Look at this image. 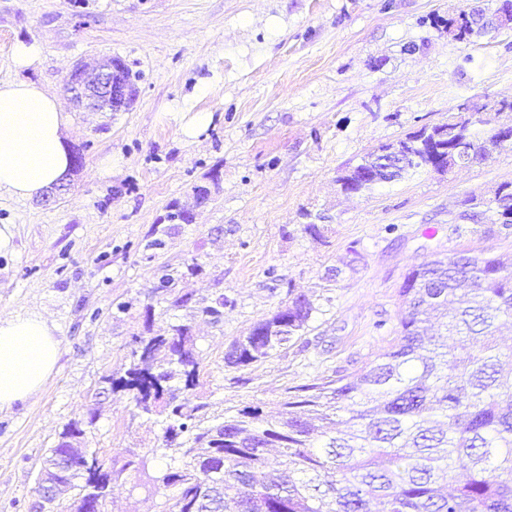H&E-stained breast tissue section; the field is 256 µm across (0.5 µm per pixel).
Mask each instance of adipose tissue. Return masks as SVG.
Segmentation results:
<instances>
[{"label":"adipose tissue","instance_id":"obj_1","mask_svg":"<svg viewBox=\"0 0 512 512\" xmlns=\"http://www.w3.org/2000/svg\"><path fill=\"white\" fill-rule=\"evenodd\" d=\"M70 117L57 97L28 80L0 81V191L26 201L68 171ZM60 356L54 327L39 315L0 319V410L26 401Z\"/></svg>","mask_w":512,"mask_h":512}]
</instances>
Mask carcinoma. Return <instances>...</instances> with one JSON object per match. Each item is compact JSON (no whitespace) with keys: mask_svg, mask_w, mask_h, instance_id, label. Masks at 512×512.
Returning a JSON list of instances; mask_svg holds the SVG:
<instances>
[{"mask_svg":"<svg viewBox=\"0 0 512 512\" xmlns=\"http://www.w3.org/2000/svg\"><path fill=\"white\" fill-rule=\"evenodd\" d=\"M482 12L512 19V0H495ZM469 42L488 32L472 24L467 10L436 18ZM481 161L488 147L502 143L488 112H456L448 122L424 127L393 144L402 165L445 173L458 162L459 143ZM341 188L360 194L372 188L346 170ZM460 218L477 220L478 208L495 211L499 231L512 229V184L494 198L464 201ZM394 336L350 376L340 370L288 388L277 415L248 407L216 424L201 426L190 391L199 362L190 328L169 336L136 337L124 375L108 377L111 389L126 391L149 414L163 404L166 447L181 459L156 478L175 488L166 512H512V384L501 381L512 351L497 342L500 327L512 323V255L487 250L433 259L405 274ZM314 303L297 295L269 318L236 337L225 363L242 369L302 338ZM438 319L454 345L429 335ZM82 419L69 422L50 450L43 473L53 496L37 487L32 512L53 508L57 496L83 495L101 512L112 491V462L96 455L86 466ZM189 437L179 443L183 434ZM278 449L281 461L268 465ZM462 469L466 478L455 480Z\"/></svg>","mask_w":512,"mask_h":512,"instance_id":"obj_1","label":"carcinoma"}]
</instances>
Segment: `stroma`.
Returning a JSON list of instances; mask_svg holds the SVG:
<instances>
[{"label":"stroma","instance_id":"obj_1","mask_svg":"<svg viewBox=\"0 0 512 512\" xmlns=\"http://www.w3.org/2000/svg\"><path fill=\"white\" fill-rule=\"evenodd\" d=\"M475 0H0V80L41 83L72 118L81 152L55 199L0 191V314L40 313L61 340L42 389L0 411V512H30L49 448L71 420L84 444L121 466L103 512H162L172 490L146 474L172 464L165 418L145 415L120 377L133 339L187 325L208 418L246 406L275 414L287 388L357 371L395 325L406 272L434 255L512 253V233L459 220L462 202L512 183V146L439 174L420 169L363 194L338 172L380 145L447 122L468 100L512 97V29L462 43L434 25ZM37 40L36 69L12 48ZM121 58L139 77L128 110L90 112L65 92L79 62ZM208 112L197 138L182 127ZM112 155L108 177L98 162ZM211 194L196 204L195 186ZM191 223H171V206ZM321 216V234L303 230ZM168 287H159L162 275ZM317 311L303 343L244 369L224 353L289 293ZM226 296L221 321L175 307ZM141 457L147 469L127 467Z\"/></svg>","mask_w":512,"mask_h":512}]
</instances>
